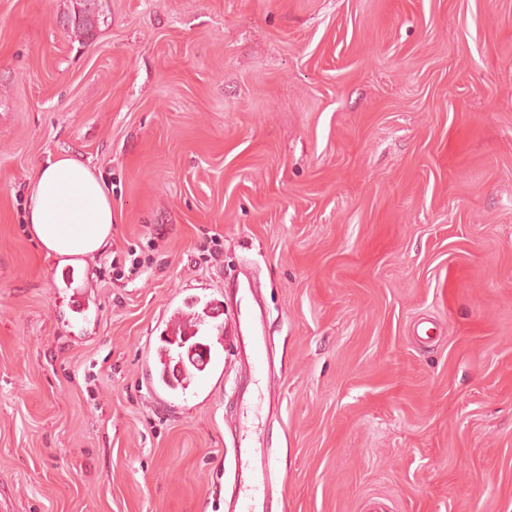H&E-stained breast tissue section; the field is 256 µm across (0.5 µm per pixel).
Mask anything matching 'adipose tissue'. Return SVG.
<instances>
[{"label": "adipose tissue", "instance_id": "ef3b65f1", "mask_svg": "<svg viewBox=\"0 0 512 512\" xmlns=\"http://www.w3.org/2000/svg\"><path fill=\"white\" fill-rule=\"evenodd\" d=\"M112 224V200L83 160L64 153L36 169L26 225L47 255L101 254L112 240Z\"/></svg>", "mask_w": 512, "mask_h": 512}]
</instances>
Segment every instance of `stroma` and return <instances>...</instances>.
I'll return each instance as SVG.
<instances>
[{
  "label": "stroma",
  "instance_id": "stroma-1",
  "mask_svg": "<svg viewBox=\"0 0 512 512\" xmlns=\"http://www.w3.org/2000/svg\"><path fill=\"white\" fill-rule=\"evenodd\" d=\"M72 8L0 0V512H226L244 448L266 512H512V0ZM62 153L112 196L71 288L24 224ZM242 268L268 366L157 399L167 304L219 336ZM100 0H76L73 12L66 16V25L86 39L93 38L99 24Z\"/></svg>",
  "mask_w": 512,
  "mask_h": 512
}]
</instances>
